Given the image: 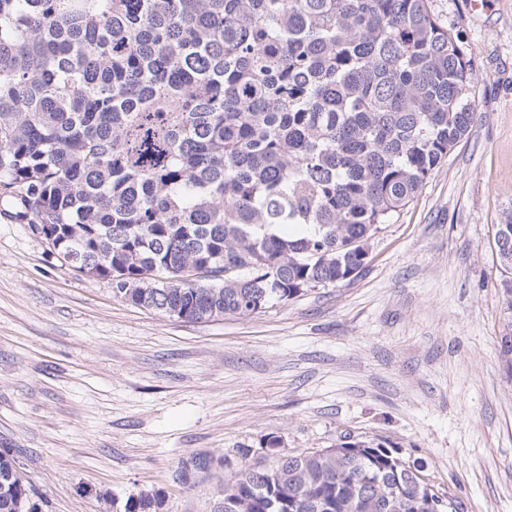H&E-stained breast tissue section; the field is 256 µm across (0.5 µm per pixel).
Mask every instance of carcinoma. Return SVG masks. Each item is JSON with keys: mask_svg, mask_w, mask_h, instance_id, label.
<instances>
[{"mask_svg": "<svg viewBox=\"0 0 512 512\" xmlns=\"http://www.w3.org/2000/svg\"><path fill=\"white\" fill-rule=\"evenodd\" d=\"M426 0H0V212L112 295L246 317L362 274V247L477 118L476 66ZM512 309V210L496 233ZM220 460L236 512L415 507L384 441ZM0 512L27 490L0 454ZM157 496L124 512H160Z\"/></svg>", "mask_w": 512, "mask_h": 512, "instance_id": "1", "label": "carcinoma"}]
</instances>
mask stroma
Masks as SVG:
<instances>
[{"instance_id": "stroma-1", "label": "stroma", "mask_w": 512, "mask_h": 512, "mask_svg": "<svg viewBox=\"0 0 512 512\" xmlns=\"http://www.w3.org/2000/svg\"><path fill=\"white\" fill-rule=\"evenodd\" d=\"M428 0L475 63L469 135L371 241L356 279L186 323L113 297L0 217V451L38 512H214L223 468L183 462L390 442L458 512H512V326L495 234L512 208V0Z\"/></svg>"}]
</instances>
